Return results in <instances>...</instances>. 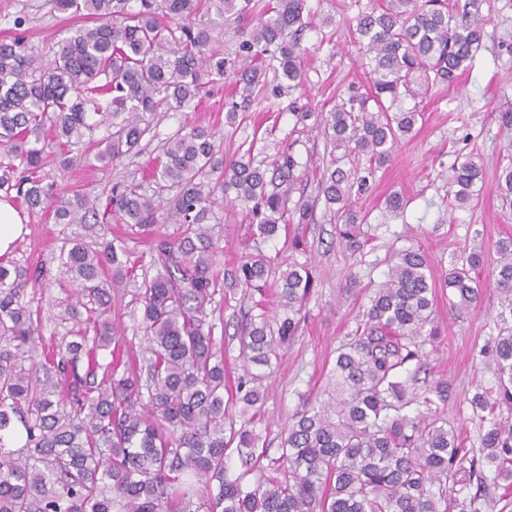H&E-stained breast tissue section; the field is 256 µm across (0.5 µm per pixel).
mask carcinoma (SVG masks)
Segmentation results:
<instances>
[{"label": "carcinoma", "instance_id": "cac0c4a2", "mask_svg": "<svg viewBox=\"0 0 512 512\" xmlns=\"http://www.w3.org/2000/svg\"><path fill=\"white\" fill-rule=\"evenodd\" d=\"M211 13L198 18L201 2ZM83 14L92 26L64 39L51 63L17 34L0 41V189L16 191L27 211H53L57 224L99 223L96 201L68 197L45 181L42 169L58 160L66 172L88 163L71 148L98 131L106 165L159 135L168 113L208 94L230 72L243 103L268 86V73L303 86L301 45L314 15L307 0H271L256 24L234 31V58L220 49L230 17L251 0H54ZM482 0H380L358 8L351 31L367 60L370 92L348 89L329 110H293L296 124L321 130L331 164L300 168L292 147L272 160L253 147L230 161L215 133L178 128L165 137V161L150 179L112 186V219L134 235L153 231L159 212L178 224L173 236L155 235L149 263L124 240L90 246L79 240L58 256L65 289L75 285L66 312L74 321L51 350L34 334L31 301L21 288L27 268L0 262V512H507L512 508V423L496 411L512 405V243L497 245L491 268L500 296L495 337L496 384L478 393L472 408L486 424L479 448L460 447L448 420L432 411L448 397L437 383L418 392L401 377L432 336V294L425 256L396 254L385 281L370 296L355 336L337 351L336 395L302 401L288 418L277 475L252 477L265 457L250 423L263 408L266 370L295 336L313 285L308 264L280 269L262 245L290 224L313 222L318 205L345 215L338 236L361 248L352 197L369 189L377 169L391 161L419 117L404 99L423 97L437 84L455 85L483 47L490 18ZM278 93L280 85L272 87ZM316 177V193L304 182ZM483 180L467 159L452 167L449 192L460 207L474 200ZM496 189L512 203V166ZM297 199H292L293 193ZM239 205L253 245L237 265L223 269L224 246L215 235V207ZM472 253L449 270L445 287L453 308L479 298ZM149 266L152 277L138 274ZM112 277L105 278V269ZM276 279L279 312L265 308L243 328L244 375L226 381L210 317L215 296L239 288L263 295ZM135 285L145 346L140 354L117 337L112 289ZM413 405L424 412L412 417ZM22 427L25 441L10 445ZM236 454L243 470L230 471ZM477 490L462 496L465 478Z\"/></svg>", "mask_w": 512, "mask_h": 512}]
</instances>
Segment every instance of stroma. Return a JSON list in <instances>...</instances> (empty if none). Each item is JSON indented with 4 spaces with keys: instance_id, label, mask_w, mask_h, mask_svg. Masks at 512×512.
<instances>
[{
    "instance_id": "obj_1",
    "label": "stroma",
    "mask_w": 512,
    "mask_h": 512,
    "mask_svg": "<svg viewBox=\"0 0 512 512\" xmlns=\"http://www.w3.org/2000/svg\"><path fill=\"white\" fill-rule=\"evenodd\" d=\"M319 23L307 31L304 43L309 52L303 65V90L281 96L268 95L252 106L238 129L227 126L225 116L240 96L233 79L215 82L201 105L170 113L159 131L173 133L179 126H202L221 137L225 155L237 154L243 141L251 140L254 125L268 129L264 145L267 156L293 146L299 161L325 155L320 131L294 128L293 107L332 106L338 91L355 86L368 91L370 82L358 48L349 36V23L357 14L354 0H308ZM483 13L491 14L484 47L471 68L453 87H433L419 104L422 113L414 131L397 147L391 162L379 169L369 191L356 205L367 215L362 227L365 244L354 251L342 245L336 224L323 212H316L311 224H293L288 234L266 244L268 254L308 263L313 288L301 314L298 331L283 358L269 375L267 395L255 429L266 448L262 471L281 454L282 431L288 417L302 399L325 398L331 384L336 351L353 336L368 298L380 284L395 254L414 249L425 254L429 274L437 283L433 304L436 335L424 347L421 360L409 362L405 375L418 378L419 387L439 380L449 385L443 412L465 447L478 444L482 425L470 406L479 388L495 382L493 368L484 351L500 325L495 318L498 296L483 290L477 307L450 311L448 291L442 282L452 265L470 253L483 252L487 262L496 257L497 242L512 239V210L505 208L494 191L498 174L512 165L499 126V114L512 106V50L502 47L500 38L512 30V0H484ZM24 13L25 35L40 51L49 43L71 36L86 25L85 16L61 13L52 0H0V37L7 35L17 13ZM473 159L480 164L485 185L478 203L456 207L448 195V176L454 163ZM159 138L143 140L138 155L109 167L84 165L66 172L65 184L77 193L108 201L114 183L142 176L163 162ZM393 193L403 196V212L385 207ZM81 224H57L51 216H27L25 231L9 253L17 263L42 269L52 283L46 288L25 286L33 308L41 312L38 336L49 344L65 336L71 327L66 318L67 294L55 285L59 271L53 255L70 240L89 236ZM248 308L240 294H227L220 315L214 316L215 338L224 353V369L230 377L243 373L237 327Z\"/></svg>"
}]
</instances>
